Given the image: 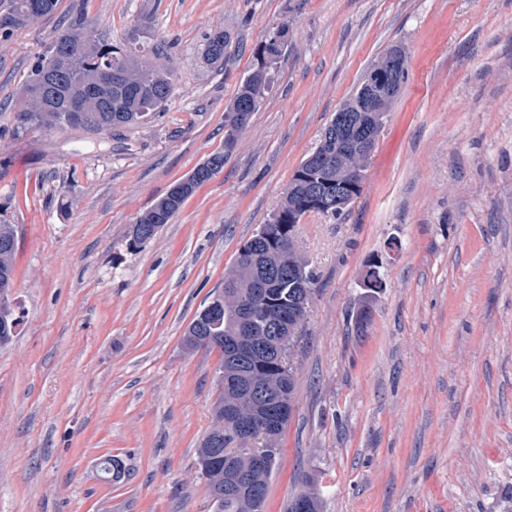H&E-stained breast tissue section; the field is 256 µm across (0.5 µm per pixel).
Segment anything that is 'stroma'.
Wrapping results in <instances>:
<instances>
[{
  "label": "stroma",
  "mask_w": 512,
  "mask_h": 512,
  "mask_svg": "<svg viewBox=\"0 0 512 512\" xmlns=\"http://www.w3.org/2000/svg\"><path fill=\"white\" fill-rule=\"evenodd\" d=\"M81 18L119 46L146 27L141 60L168 69L171 102L103 135L14 132L34 58ZM283 23L223 169L130 247L136 218L225 151V110ZM395 45L408 78L361 193L296 228L318 281L264 512L306 479L322 512H512V0H59L0 37V222L23 315L0 347V512H214L196 450L220 354L185 351L184 332ZM109 456L123 480H102ZM205 45V56L207 60L214 65L223 66L224 64V43L228 42V35L221 29L212 31Z\"/></svg>",
  "instance_id": "obj_1"
}]
</instances>
